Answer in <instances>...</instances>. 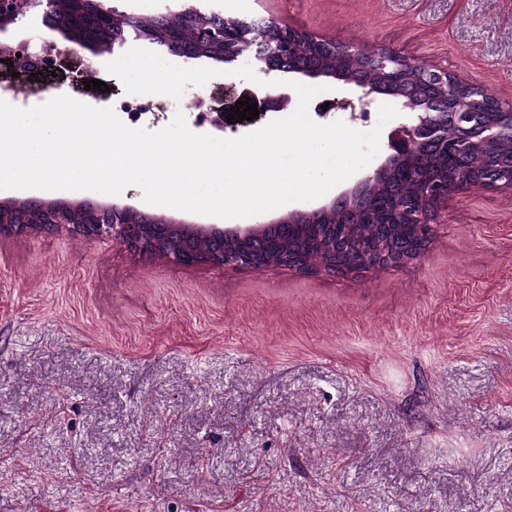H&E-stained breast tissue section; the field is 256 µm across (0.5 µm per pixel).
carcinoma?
<instances>
[{"mask_svg":"<svg viewBox=\"0 0 512 512\" xmlns=\"http://www.w3.org/2000/svg\"><path fill=\"white\" fill-rule=\"evenodd\" d=\"M97 3L98 0H84L86 26L83 34L85 39L103 45L116 38L119 31L98 20ZM138 25L149 33L176 32L183 42L190 37L189 30L177 19L146 17L138 19ZM293 43L295 51L288 58L293 66L334 68L349 79L370 84L381 81L378 72L370 66V53L344 56L327 48L316 50L299 36L294 37ZM389 91L405 95L419 106L435 105L440 112L448 111L445 88L413 68L404 70L402 83L389 87ZM500 162H512V134L492 143L477 141L463 152L457 151L450 142L432 141L369 183L358 200L338 203L335 209L313 222L274 224L248 240L216 238L181 226L166 228L156 239L162 255L183 251L206 254L220 248L258 256L265 266H282L285 258L303 253L312 266L346 267L371 243L389 251L406 243L411 228L393 222L389 212L393 201L402 202L409 211L421 200L425 183L451 182L462 168L469 169L475 180L485 179V170Z\"/></svg>","mask_w":512,"mask_h":512,"instance_id":"obj_1","label":"carcinoma"}]
</instances>
